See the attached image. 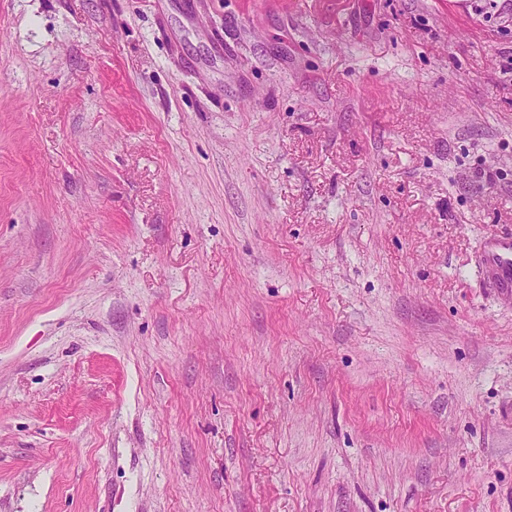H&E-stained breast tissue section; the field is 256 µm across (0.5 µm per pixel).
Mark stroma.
Here are the masks:
<instances>
[{"instance_id": "obj_1", "label": "stroma", "mask_w": 512, "mask_h": 512, "mask_svg": "<svg viewBox=\"0 0 512 512\" xmlns=\"http://www.w3.org/2000/svg\"><path fill=\"white\" fill-rule=\"evenodd\" d=\"M512 13L0 0V512H512ZM480 265L481 274L491 288L512 296V235L488 238Z\"/></svg>"}]
</instances>
